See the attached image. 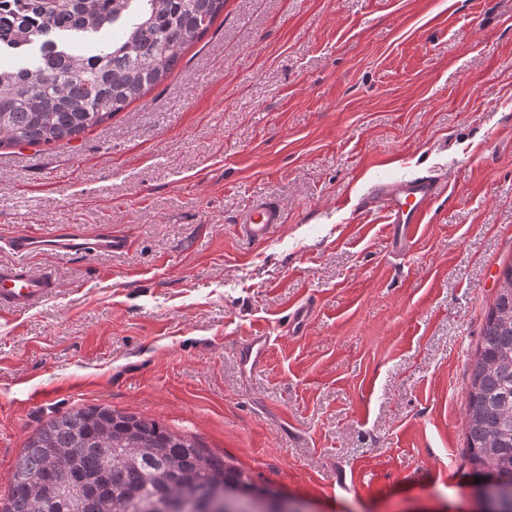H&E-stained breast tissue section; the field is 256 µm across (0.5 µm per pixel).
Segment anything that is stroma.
<instances>
[{
  "label": "stroma",
  "mask_w": 512,
  "mask_h": 512,
  "mask_svg": "<svg viewBox=\"0 0 512 512\" xmlns=\"http://www.w3.org/2000/svg\"><path fill=\"white\" fill-rule=\"evenodd\" d=\"M436 178L409 254L360 209ZM270 201L283 222L241 232ZM125 235L20 255V231ZM0 262L51 272L0 313V499L50 418L162 422L302 512H469L465 386L512 262V0H226L173 75L52 146L0 147ZM313 298L303 335L289 305ZM269 334L243 375L244 336ZM281 222L280 208L264 202L246 212L241 230L248 239L259 242L266 239Z\"/></svg>",
  "instance_id": "1"
}]
</instances>
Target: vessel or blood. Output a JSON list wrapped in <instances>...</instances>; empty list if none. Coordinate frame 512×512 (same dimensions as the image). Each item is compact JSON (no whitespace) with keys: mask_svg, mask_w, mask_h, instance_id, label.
<instances>
[{"mask_svg":"<svg viewBox=\"0 0 512 512\" xmlns=\"http://www.w3.org/2000/svg\"><path fill=\"white\" fill-rule=\"evenodd\" d=\"M440 192L439 182L431 177L385 182L374 186L363 197L362 205L383 214L394 252L405 254L416 244L428 209ZM281 222L279 207L265 202L246 212L241 230L248 239L259 242ZM10 247L22 255L43 251L67 255L76 250L89 255H103L126 252L130 242L124 235L112 231L86 236L69 229L51 237L21 232L12 238ZM53 287L54 280L50 274L33 272L14 264H0V310L31 307L48 296ZM315 310L316 303L312 299L295 302L288 316L289 334L302 335ZM270 342V336L264 332L246 336L238 353L241 365L252 369L259 366Z\"/></svg>","mask_w":512,"mask_h":512,"instance_id":"b4317fda","label":"vessel or blood"}]
</instances>
